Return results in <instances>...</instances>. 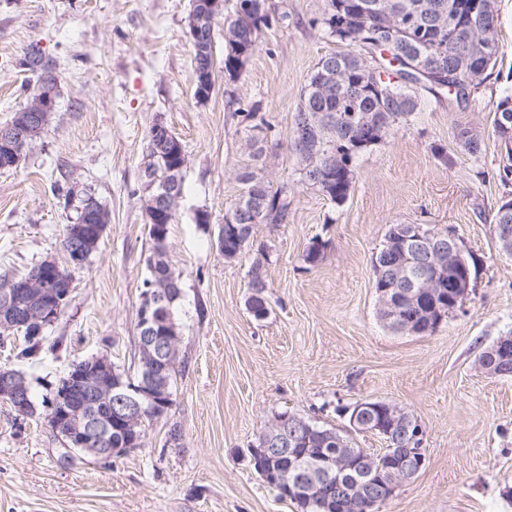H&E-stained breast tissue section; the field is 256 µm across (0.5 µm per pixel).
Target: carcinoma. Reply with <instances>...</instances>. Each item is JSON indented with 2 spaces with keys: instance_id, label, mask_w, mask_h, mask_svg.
I'll return each mask as SVG.
<instances>
[{
  "instance_id": "carcinoma-1",
  "label": "carcinoma",
  "mask_w": 512,
  "mask_h": 512,
  "mask_svg": "<svg viewBox=\"0 0 512 512\" xmlns=\"http://www.w3.org/2000/svg\"><path fill=\"white\" fill-rule=\"evenodd\" d=\"M489 4L494 0H328L322 20L330 36L346 44L349 49L333 52L319 60L322 65L330 64L336 71V82L323 90L316 86L317 73H312L296 108L291 143H297V132L301 125L310 120L319 131V137L312 142L314 156L304 157L301 169L302 181L316 188L331 202L341 205L350 195L355 175V160L363 149L357 143L367 140L372 129L362 119L368 113H380L391 124L408 120L421 110V102L409 85L412 77L406 70L408 60L418 54L441 56L445 69L434 79L422 86L434 94H448L459 104L469 102L482 78L459 85L454 74L459 67L466 46L451 47L452 32L448 31V5L455 6L454 13L469 11L474 2ZM251 12L242 17L234 11L231 18L224 19L230 39L224 41V77L235 81L242 69L239 59L242 50L256 45L259 34L268 27L266 0H249ZM388 20L395 27L393 35L383 39L370 36V30L382 20ZM474 38L489 46L487 64L496 63L502 53L497 33L496 10H487L475 17ZM146 149L153 156L152 174L155 186L171 182L174 160L170 149L161 140L147 132ZM238 180L245 193L229 209L233 213L243 205L254 203L255 213L240 215L239 222L224 225V250L241 254L248 246L251 225L274 224L279 218L288 216V186H274L260 169L246 167L238 173ZM85 195L77 197L75 223L71 224L73 234L87 237L85 249L93 252L99 243L98 236L89 233L95 226L106 227L109 212L98 203L96 211L84 215L79 211ZM151 253L160 257L153 267L144 286L166 285L169 289V319L175 321V310L183 293L182 274L176 271L167 259L169 220L157 223L147 219ZM255 258L248 271L249 310L254 317L262 318L268 312V282L260 256L264 247L257 248ZM398 264L406 271L418 265L417 256L394 246L387 255L377 253L375 261ZM24 346L17 353V359L37 360L44 347L46 337L39 334V328L29 326L23 329ZM328 437L314 444L301 443L265 460L262 468L287 471L301 462H315L339 448L347 447L346 439L332 428L326 429ZM112 447H132V434L128 429L112 425Z\"/></svg>"
}]
</instances>
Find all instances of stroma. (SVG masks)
Listing matches in <instances>:
<instances>
[{"label":"stroma","instance_id":"obj_1","mask_svg":"<svg viewBox=\"0 0 512 512\" xmlns=\"http://www.w3.org/2000/svg\"><path fill=\"white\" fill-rule=\"evenodd\" d=\"M192 0H0V126L31 100L39 51L56 77V107L12 169L0 170V279L43 260L68 262L63 195L92 192L111 213L99 245L72 271L69 302L44 330L54 348L16 358L22 337L0 342V367L22 371L39 408L19 421L0 402V512H297L255 472L249 456L265 424L290 412L376 453L383 437L351 429L343 407L393 404L425 431L427 461L382 512H512V377L484 372L483 351L512 334V256L492 217L512 199L499 169L506 147L493 126L512 95V0H496L504 48L469 105L419 90L420 112L355 162L336 205L301 180L291 148L297 104L319 59L342 51L322 24L327 0H267L271 14L236 81L224 78V25H215V88L194 97ZM163 119L187 157L168 255L183 274L175 318L185 365L168 413L144 444L112 463L61 465V440L41 402L72 363L97 355L137 366V310L151 242L144 208L146 134ZM481 143L471 155L458 138ZM259 131L265 154L246 146ZM252 166L289 189L288 221L256 224L235 260L217 246L224 214ZM207 213L208 223L196 221ZM453 231L476 264L460 310L425 335L378 318L372 260L389 227ZM321 244L320 259L305 254ZM267 249L269 312L247 304V272Z\"/></svg>","mask_w":512,"mask_h":512}]
</instances>
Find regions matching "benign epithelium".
I'll list each match as a JSON object with an SVG mask.
<instances>
[{
    "mask_svg": "<svg viewBox=\"0 0 512 512\" xmlns=\"http://www.w3.org/2000/svg\"><path fill=\"white\" fill-rule=\"evenodd\" d=\"M224 14V0H207L204 10L192 12L189 37L196 48L204 52L214 48L213 22ZM196 84L199 87L197 99L207 100L215 87L212 70L196 72ZM40 83L45 92L18 114L14 121L0 128V146L8 152L10 166H16L30 144L33 126L42 121L44 114L54 110L56 100L53 75L43 74ZM187 160H182L174 177L164 191L151 197V207L161 203L171 214L181 196L177 195L178 180L182 177ZM400 246L424 257V261L411 271H399L396 275V287L382 288L378 291V310L385 319H394L404 331H415L418 316L406 317L400 314L405 306H416L417 299L423 294L433 297L446 290L452 294L460 292L467 296L471 288L469 272L459 250L458 236L423 232L411 229L401 235ZM53 279L41 270L38 274L23 281L19 288L5 289L0 302V328L12 332L29 323H39L46 327L55 322L68 304L70 292L60 295L52 288ZM167 293L147 291L141 299L139 322L142 334L139 350L142 353L145 376L135 385L116 382L105 394V400L111 405V417L107 421L99 419L96 406L97 396L89 391L82 401V408L71 412L67 398L71 392L73 380L66 379L65 388L50 401L47 407V421L54 435L60 439L69 452L80 449L84 454L99 461L112 462L129 452L127 448H107L102 443L112 433V423L119 422L132 429L141 426L144 410L143 401L149 400L159 407L158 413L165 414L172 405L169 382L163 376V355L168 349L179 346L180 336L168 329L158 328L152 310L163 307ZM512 340L503 337L485 352L480 366L486 372L495 374L498 363L505 360V348ZM0 400L8 403L16 417H29L30 401L28 393L20 388L15 370L0 368ZM365 401L346 408L350 413V425L357 432H375L374 420ZM391 424L381 430L387 442L388 457L392 460L393 470L389 480L373 481L374 457L361 448H345L342 452L322 458L315 464L298 467L299 476L288 478V474L271 473L265 475L266 482L279 490L284 499L303 493L308 488L319 485H334L343 490L348 497L363 504L364 509L381 508L406 483L413 480L426 463V449L423 448V429L412 415L398 407L387 406ZM319 433L302 420L287 417L272 418L260 434V446H252V459L279 448H291L294 445L316 439Z\"/></svg>",
    "mask_w": 512,
    "mask_h": 512,
    "instance_id": "benign-epithelium-1",
    "label": "benign epithelium"
}]
</instances>
